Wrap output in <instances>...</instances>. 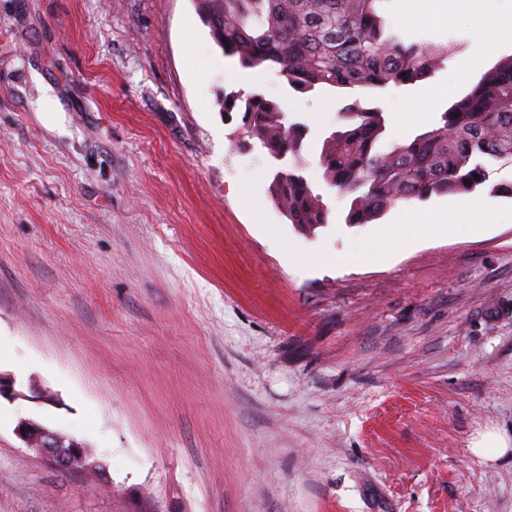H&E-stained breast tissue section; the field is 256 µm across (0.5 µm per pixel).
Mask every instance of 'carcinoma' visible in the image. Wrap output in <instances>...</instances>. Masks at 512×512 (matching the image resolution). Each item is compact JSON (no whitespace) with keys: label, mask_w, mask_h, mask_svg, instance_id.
Masks as SVG:
<instances>
[{"label":"carcinoma","mask_w":512,"mask_h":512,"mask_svg":"<svg viewBox=\"0 0 512 512\" xmlns=\"http://www.w3.org/2000/svg\"><path fill=\"white\" fill-rule=\"evenodd\" d=\"M387 0H193L226 56L247 69H273L299 94L339 90L353 97L343 125L322 142L317 166L327 187L350 199L346 223L369 224L398 202L469 193L488 165L512 166V55L500 59L437 122L405 144L377 150L384 112L365 106L390 86L411 84L448 60V47L407 41L384 16ZM224 116L243 113L250 148L274 163L269 190L288 223L311 233L330 208L306 175V123L258 91L224 93Z\"/></svg>","instance_id":"carcinoma-1"}]
</instances>
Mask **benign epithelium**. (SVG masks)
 I'll return each instance as SVG.
<instances>
[{
    "label": "benign epithelium",
    "instance_id": "obj_1",
    "mask_svg": "<svg viewBox=\"0 0 512 512\" xmlns=\"http://www.w3.org/2000/svg\"><path fill=\"white\" fill-rule=\"evenodd\" d=\"M15 433L36 457L58 468L83 471L94 468L86 462L83 445L30 420H22Z\"/></svg>",
    "mask_w": 512,
    "mask_h": 512
}]
</instances>
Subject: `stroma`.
<instances>
[{
	"instance_id": "stroma-1",
	"label": "stroma",
	"mask_w": 512,
	"mask_h": 512,
	"mask_svg": "<svg viewBox=\"0 0 512 512\" xmlns=\"http://www.w3.org/2000/svg\"><path fill=\"white\" fill-rule=\"evenodd\" d=\"M389 25L448 46L431 76L376 98L387 143L421 91L477 74L475 14ZM259 90L310 127L347 95L289 89L223 56L192 0H0V512H512V198L443 230L400 202L346 224H288L269 160L242 148L224 92ZM53 111H45V101ZM53 395L28 398L31 386ZM33 420L102 468L29 454ZM509 448L510 444L506 438L493 431H487L474 442L472 451L476 456L486 458L490 449H493L496 454L503 455Z\"/></svg>"
}]
</instances>
